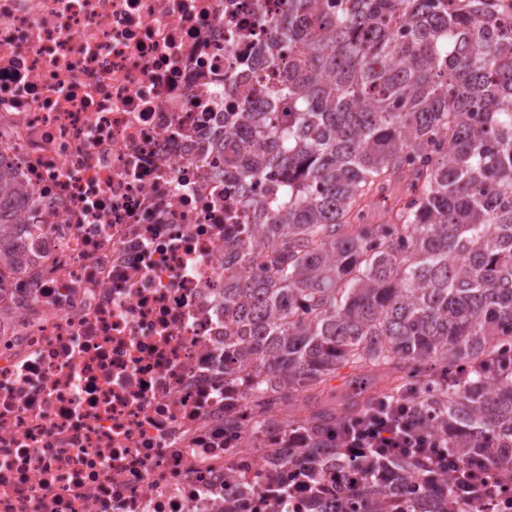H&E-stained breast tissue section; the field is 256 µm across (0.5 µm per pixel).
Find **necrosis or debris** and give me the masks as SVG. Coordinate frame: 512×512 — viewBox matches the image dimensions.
<instances>
[{
	"label": "necrosis or debris",
	"instance_id": "obj_1",
	"mask_svg": "<svg viewBox=\"0 0 512 512\" xmlns=\"http://www.w3.org/2000/svg\"><path fill=\"white\" fill-rule=\"evenodd\" d=\"M255 0H0V512H217L288 478L224 374V242L250 223L212 148L263 89ZM240 95L225 94L227 83ZM235 512H312L256 490Z\"/></svg>",
	"mask_w": 512,
	"mask_h": 512
}]
</instances>
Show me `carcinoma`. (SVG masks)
<instances>
[{
    "label": "carcinoma",
    "instance_id": "cac0c4a2",
    "mask_svg": "<svg viewBox=\"0 0 512 512\" xmlns=\"http://www.w3.org/2000/svg\"><path fill=\"white\" fill-rule=\"evenodd\" d=\"M283 2L261 24L270 57L288 49L265 87L288 111L224 127V172L256 219L224 244V375L250 368V396L279 404L254 433H304L281 458L300 486L355 464L368 484L396 476L403 512H448L452 469L351 459L336 433L406 398L450 456L512 469V17L488 0ZM21 191L1 168L0 197ZM346 365L347 406L316 405Z\"/></svg>",
    "mask_w": 512,
    "mask_h": 512
}]
</instances>
